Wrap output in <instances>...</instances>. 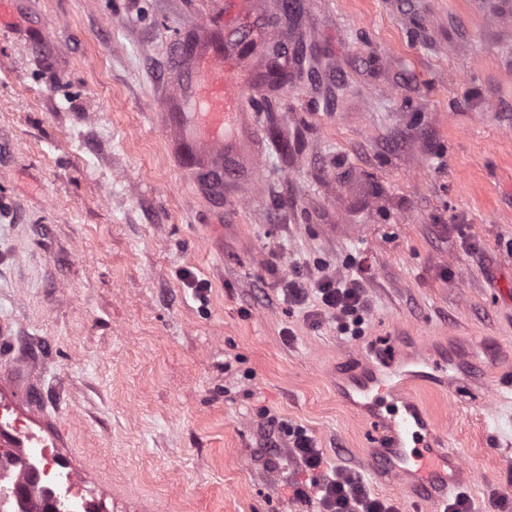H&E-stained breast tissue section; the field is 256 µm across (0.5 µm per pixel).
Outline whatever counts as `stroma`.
Listing matches in <instances>:
<instances>
[{"instance_id":"35a3bbf8","label":"stroma","mask_w":512,"mask_h":512,"mask_svg":"<svg viewBox=\"0 0 512 512\" xmlns=\"http://www.w3.org/2000/svg\"><path fill=\"white\" fill-rule=\"evenodd\" d=\"M495 0H260L258 180L213 204L161 121L177 41L226 0L0 7V423L70 470L89 512H316L262 412L327 469L427 512L370 465L338 375L424 347L414 389L472 477L512 499V20ZM294 78L264 80L272 49ZM357 278L363 334L311 326L293 277ZM206 283L204 293L187 279Z\"/></svg>"}]
</instances>
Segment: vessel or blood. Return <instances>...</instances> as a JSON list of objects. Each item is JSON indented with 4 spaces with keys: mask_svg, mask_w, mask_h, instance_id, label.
I'll use <instances>...</instances> for the list:
<instances>
[{
    "mask_svg": "<svg viewBox=\"0 0 512 512\" xmlns=\"http://www.w3.org/2000/svg\"><path fill=\"white\" fill-rule=\"evenodd\" d=\"M244 37V31L229 25L220 40L202 31L177 94L179 109L163 115L165 125L177 131L182 154L192 158L199 177L218 191L258 174L260 140L245 108L254 85L245 56L236 50ZM422 379V372L392 363L379 377L359 379L355 385L380 429L373 467L394 471L406 465L430 512H445L465 465L410 395V387Z\"/></svg>",
    "mask_w": 512,
    "mask_h": 512,
    "instance_id": "b4317fda",
    "label": "vessel or blood"
}]
</instances>
